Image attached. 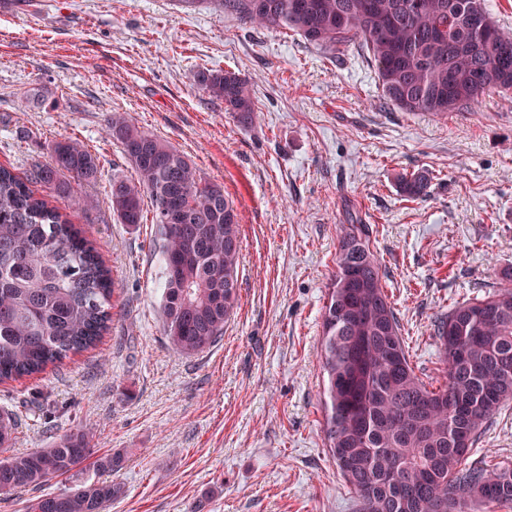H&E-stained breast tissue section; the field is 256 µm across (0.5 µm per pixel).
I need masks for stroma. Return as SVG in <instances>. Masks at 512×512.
<instances>
[{"instance_id": "obj_1", "label": "stroma", "mask_w": 512, "mask_h": 512, "mask_svg": "<svg viewBox=\"0 0 512 512\" xmlns=\"http://www.w3.org/2000/svg\"><path fill=\"white\" fill-rule=\"evenodd\" d=\"M246 78L258 117L238 125L196 89L200 69ZM185 153L240 214L239 306L224 337L176 353L163 334L154 226L112 215L134 178L112 113ZM76 140L102 176L67 212L112 272V324L93 348L0 383L16 453L90 432L124 458L108 512H354L322 431V311L348 216L370 230L417 375L447 378L436 320L512 282V94L445 117L386 102L368 54L340 59L301 36L176 0H29L0 10V166L26 176ZM425 172V197L397 180ZM468 461L512 467V401Z\"/></svg>"}]
</instances>
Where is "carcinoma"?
Returning <instances> with one entry per match:
<instances>
[{"label":"carcinoma","instance_id":"1","mask_svg":"<svg viewBox=\"0 0 512 512\" xmlns=\"http://www.w3.org/2000/svg\"><path fill=\"white\" fill-rule=\"evenodd\" d=\"M468 0H178L185 10L271 30H290L336 58L356 43L373 59L387 102L404 112L446 117L512 93V36L496 23L473 25ZM452 39L432 37L439 26ZM195 85L224 101L244 127L256 119L250 82L231 71L199 70ZM108 135L122 146L137 179H112V213L143 220L144 198L156 225L154 257L163 332L191 356L224 336L239 295V213L224 186L207 182L167 141L123 115ZM99 160L83 144L52 146L51 162L21 180L0 167V382L41 373L94 347L112 322L114 282L97 249L52 200L78 209L72 178L98 179ZM38 184V197L28 184ZM423 174L402 176L400 192L427 193ZM194 212L181 224L176 212ZM447 369L430 389L416 374L399 321L368 244L352 215L336 253L322 314L323 433L328 452L356 496V512H489L512 506V468L468 464L465 457L500 405L512 399V285L462 302L435 325ZM101 472L29 501L27 512H106L120 487L109 473L119 454L99 455L90 436L71 431L52 447L0 461V495L67 477L88 465Z\"/></svg>","mask_w":512,"mask_h":512}]
</instances>
